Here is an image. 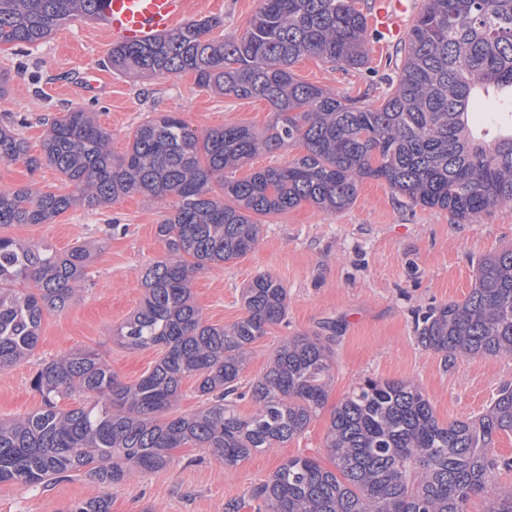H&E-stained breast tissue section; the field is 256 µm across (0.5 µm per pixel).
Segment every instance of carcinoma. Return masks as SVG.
<instances>
[{"mask_svg":"<svg viewBox=\"0 0 512 512\" xmlns=\"http://www.w3.org/2000/svg\"><path fill=\"white\" fill-rule=\"evenodd\" d=\"M102 0H0V45L31 47L76 18L102 19ZM218 17L186 22L153 40L115 44L105 66L124 75H194L198 87L268 103L264 133L224 126L203 134L176 113L142 124L130 148L112 155V135L83 109L54 118L39 157L0 127V161L54 167L89 208L143 194L171 203L157 225L165 257L146 269L139 308L112 329L128 350L164 349L138 382L126 384L93 350L48 361L32 383L44 407L0 420V483L37 485L74 472L104 488L141 471L158 472L175 448L192 445L234 467L283 448L318 417L333 379V337L292 336L274 348L263 375L239 391L252 345L283 322L287 291L271 275L243 289L246 313L227 327L207 324L191 298L193 276L251 251L256 215L310 202L331 212L354 200L364 179L386 182L413 206L446 210L471 223L512 204V0H423L391 93L377 108L304 83L292 71L313 55L342 67L365 64L367 18L356 0H260L237 36L211 40ZM507 128L493 144L469 115ZM299 146L283 167L240 179L232 173L263 151ZM229 202H224V199ZM70 194L0 191V228L47 224L73 204ZM91 253L61 255L0 234V370L36 348L46 315L68 309ZM421 343L445 357H512V249L482 260L461 302L417 319ZM205 397L198 411L172 417L183 380ZM78 394L85 403L63 409ZM252 411L237 403L245 397ZM512 433V389L478 416L439 422L419 385L360 383L330 413L325 448L334 469L310 457L286 459L251 498L258 512H512V486L498 481L512 459L494 453ZM111 497L68 512H110Z\"/></svg>","mask_w":512,"mask_h":512,"instance_id":"obj_1","label":"carcinoma"}]
</instances>
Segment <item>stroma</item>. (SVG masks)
I'll use <instances>...</instances> for the list:
<instances>
[{"instance_id":"1","label":"stroma","mask_w":512,"mask_h":512,"mask_svg":"<svg viewBox=\"0 0 512 512\" xmlns=\"http://www.w3.org/2000/svg\"><path fill=\"white\" fill-rule=\"evenodd\" d=\"M258 0H200L193 19L221 18L214 39L240 34ZM112 44L102 22L78 19L45 42L26 49L0 47V126L23 138L31 154L42 151L47 120L82 108L112 135V151L123 154L135 129L163 112L178 113L198 133L224 126L267 129L272 112L265 101L222 96L198 87L192 74L152 79L126 77L104 67ZM400 45L369 31L368 62L344 68L314 56L293 71L298 80L363 105L378 106L390 92L401 61ZM29 186L44 193H74L55 169L29 170L23 162L0 161V190ZM169 207L139 194L97 209L75 202L50 224L7 227L6 235L64 253L76 245L90 249L84 291L64 312L45 317L29 360L0 371V418L39 410L42 399L31 384L39 364L81 348L99 351L125 383L148 374L163 356L161 348L132 351L112 338V329L141 304L142 274L165 249L156 226ZM119 232H110V225ZM512 247V206L494 208L471 224L448 212L413 207L381 180H363L353 202L339 212L310 203L261 219L254 249L236 260L198 273L191 285L194 304L207 324L217 327L245 314L241 294L254 277L268 273L288 292L285 320L270 326L251 348L241 388L266 369L269 352L283 340L334 327L333 381L328 409L285 447L224 467L204 449L172 452L170 466L141 473L110 489L82 476L48 485L0 484V512H67L71 504L103 493L111 512H224L225 502L242 501L254 512L253 487L267 480L293 456L311 457L332 468L325 449L329 410L367 378L409 380L429 398L439 422L482 413L503 388H512V358L459 357L424 348L417 340L418 314L466 298L481 260Z\"/></svg>"}]
</instances>
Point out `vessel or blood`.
Returning <instances> with one entry per match:
<instances>
[{
    "mask_svg": "<svg viewBox=\"0 0 512 512\" xmlns=\"http://www.w3.org/2000/svg\"><path fill=\"white\" fill-rule=\"evenodd\" d=\"M193 9V0H103L104 32L114 43L145 41L174 27ZM407 11L406 0H379L370 24L392 38H400Z\"/></svg>",
    "mask_w": 512,
    "mask_h": 512,
    "instance_id": "obj_1",
    "label": "vessel or blood"
}]
</instances>
